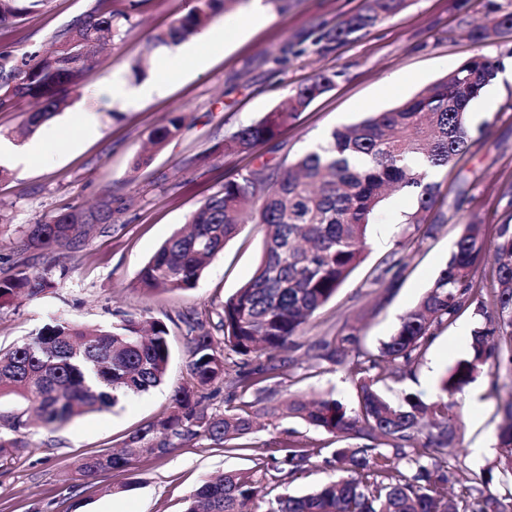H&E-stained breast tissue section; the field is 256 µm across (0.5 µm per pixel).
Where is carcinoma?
<instances>
[{"label": "carcinoma", "instance_id": "carcinoma-1", "mask_svg": "<svg viewBox=\"0 0 512 512\" xmlns=\"http://www.w3.org/2000/svg\"><path fill=\"white\" fill-rule=\"evenodd\" d=\"M49 0H0V26L41 10ZM145 0H95L74 22L75 32L51 50L17 57L0 52V110L18 99H32L22 133L69 106V95L85 87L94 59L112 42L120 20ZM238 0H192L155 41L177 45L209 27ZM483 23L470 38L485 46L503 29L512 30V11L496 0H475ZM407 0H366L365 6L313 41L316 52L329 54L359 32H367L395 15ZM499 62L478 53L452 69L432 86L385 112L355 126L332 131L321 143L290 165L263 162L245 173L226 174L224 184L188 218V232L167 239L140 270V287L148 292L195 287L207 262L224 249L249 221L262 235V254L252 277L225 302L216 337L212 327L191 320L189 370L192 383L172 392L174 411L166 419L136 431L119 453H99L77 466L85 477L126 470L139 458L127 454L138 448L164 455L174 441L204 437L227 451L251 447L246 439L257 419L273 423L285 415L298 418L336 439L323 463L336 469V479L311 492L279 497L266 512H508L509 505L472 485H460L448 498L453 474L448 447L460 416L453 398L474 381L492 356L512 369V224L494 226L487 242L482 224L460 229L447 263L440 269L417 306L400 318L395 332L376 355L352 351L349 336L323 341L313 358L329 364L349 362L357 393V408L331 398L292 397L284 406H259L260 384L277 376V364L249 367L262 354L288 347L307 323L335 295L365 258L370 220L388 192L417 196L418 211L409 223L420 224L419 213L430 211L439 185L430 171L446 167L470 150L472 104L494 82ZM334 85L333 75L321 72L288 95L286 101L257 122L242 126L214 145L212 154L225 158L259 146L276 149L279 131L298 119L310 104ZM184 116L171 115L155 128L149 141L157 148L174 140ZM128 208L123 195L106 190L90 208H66L31 225L20 251L31 248L77 250L99 224L112 223ZM493 254L494 280L473 279V268ZM52 282L48 272L23 265L0 282V299L25 292L36 296ZM496 297L495 314L478 306L483 321L473 330L468 354L440 382L433 401L407 394L392 405L379 384L403 380L432 327L452 320L473 304L485 288ZM237 359L228 360L224 349ZM170 360L168 329L153 319H125L102 330L78 323L49 325L28 341L0 350V395L25 399L46 426L60 424L74 410L101 411L118 406L130 395L145 393L164 382ZM239 391L240 403L224 413L209 415L200 408L201 391L217 380ZM253 394L254 400L245 397ZM499 439L503 448L498 466L512 478V400ZM273 444L288 449L264 465L262 476L248 468L226 472L203 482L189 496L186 512H243L256 499L263 482L279 483L303 471L320 452L290 437ZM28 443L0 432V458L23 452Z\"/></svg>", "mask_w": 512, "mask_h": 512}]
</instances>
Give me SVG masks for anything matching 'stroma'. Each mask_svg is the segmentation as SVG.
Returning a JSON list of instances; mask_svg holds the SVG:
<instances>
[{
    "mask_svg": "<svg viewBox=\"0 0 512 512\" xmlns=\"http://www.w3.org/2000/svg\"><path fill=\"white\" fill-rule=\"evenodd\" d=\"M93 3L50 0L44 9L0 27V50L20 54L49 46ZM363 4L269 0L268 20L256 28L246 0H239L216 24L240 28V37L215 54L206 69L186 67L166 79L160 94L131 106L102 97L100 86L157 78L168 48L153 37L189 7V0H145L130 20L120 22L111 49L81 94L55 117L57 125L67 126L77 113H94L97 135L74 146L49 144L39 162L10 169L0 179V281L27 262L50 267L53 282L38 296L0 304V347L20 345L57 321L108 329L128 318H153L166 324L171 351L165 385L128 397L115 408L75 415L60 426L31 424L25 400L0 397V422L25 418L21 433L29 443L20 456L0 460V512H184L187 497L208 478L283 456V449L269 448L272 438L291 434L315 449L329 445L331 435L284 417L252 433L247 451L228 452L198 438L176 443L163 456L141 455L123 472L85 478L76 469L82 458L120 448L136 430L171 414L172 390L190 382L186 318L217 324L225 300L251 278L262 236L248 224L210 261L195 288L147 293L138 284L142 267L218 190L225 175L264 161L290 163L332 130L395 107L477 51L467 37L479 18L474 8L456 0H408L403 11L377 27L330 54H317L313 40L320 29L334 27ZM486 51L502 66L471 109L470 125L483 128L482 137L448 168L432 172L439 197L424 223L407 221L417 209L414 194L397 192L381 204L370 226L365 260L302 334L288 348L273 352L282 366L266 382L273 403L296 395H330L355 405L347 366L317 362L316 346L351 334L362 351L377 353L446 263L463 224L512 221V209L502 197L504 188L512 186V32L496 36ZM322 71L334 74L332 90L281 132L275 153L261 148L222 160L211 156L224 136L259 120ZM173 112L187 117L181 135L155 152L146 166L133 168L150 132ZM111 188L132 203L114 222L100 225L81 249L17 251L28 225L63 208L89 205ZM477 323L469 308L435 327L405 379L382 383L387 398L397 404L414 393L433 400L441 378L466 356ZM511 399L512 377L487 364L459 400L462 424L448 450V465L460 483L483 484L485 492L503 500L512 497V482L489 474L501 448L477 457L471 447L481 433H499L503 406ZM335 476L331 467L314 463L289 484L267 486L249 508L266 512L270 500L307 493Z\"/></svg>",
    "mask_w": 512,
    "mask_h": 512,
    "instance_id": "35a3bbf8",
    "label": "stroma"
}]
</instances>
